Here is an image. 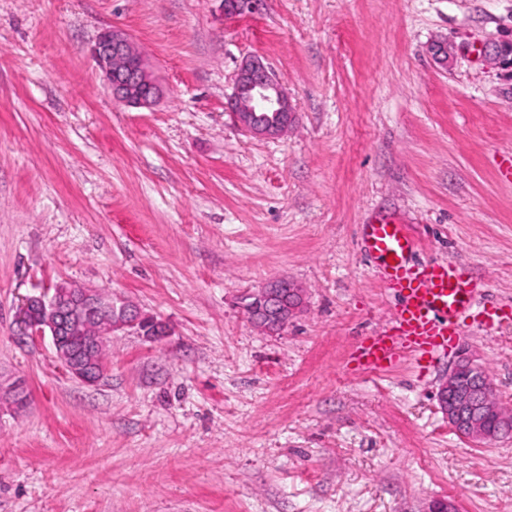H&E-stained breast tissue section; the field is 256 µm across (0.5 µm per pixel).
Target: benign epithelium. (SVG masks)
I'll list each match as a JSON object with an SVG mask.
<instances>
[{"mask_svg":"<svg viewBox=\"0 0 512 512\" xmlns=\"http://www.w3.org/2000/svg\"><path fill=\"white\" fill-rule=\"evenodd\" d=\"M261 0H224V15L236 16L256 10ZM101 72L104 87L118 102L149 107L162 95L153 72L121 28L101 33L90 49ZM237 123L255 138L283 135L296 121V114L282 81L260 55L242 59L235 74L234 94L228 103ZM246 310L261 331L275 334L300 312L303 293L295 284L276 279L249 294ZM14 324L19 336L51 339L57 359L74 378L87 385L103 375V359L112 336L137 328L155 341L167 335L163 322L146 315L135 304L123 302V313L112 317V296L95 288L58 284L53 292L32 296L19 308ZM491 383L485 369L473 357H458L441 383L438 403L448 423L462 437L482 446L512 433V413L499 411L494 431L485 425Z\"/></svg>","mask_w":512,"mask_h":512,"instance_id":"7a95c632","label":"benign epithelium"}]
</instances>
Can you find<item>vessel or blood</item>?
Returning a JSON list of instances; mask_svg holds the SVG:
<instances>
[{
  "mask_svg": "<svg viewBox=\"0 0 512 512\" xmlns=\"http://www.w3.org/2000/svg\"><path fill=\"white\" fill-rule=\"evenodd\" d=\"M360 245L399 307L390 326L359 340L355 369L379 374L409 356L427 369L454 352L465 327L489 330L512 321V302L490 299L486 283L462 264L415 259L418 242L404 220L380 216L362 225Z\"/></svg>",
  "mask_w": 512,
  "mask_h": 512,
  "instance_id": "obj_1",
  "label": "vessel or blood"
}]
</instances>
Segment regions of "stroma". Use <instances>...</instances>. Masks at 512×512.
Masks as SVG:
<instances>
[{
	"label": "stroma",
	"mask_w": 512,
	"mask_h": 512,
	"mask_svg": "<svg viewBox=\"0 0 512 512\" xmlns=\"http://www.w3.org/2000/svg\"><path fill=\"white\" fill-rule=\"evenodd\" d=\"M126 30L164 90L115 102L89 49ZM512 0H0V512H512V437L461 438L437 391L453 363L351 372L397 299L358 246L398 213L421 259L512 300ZM452 50L448 64L435 45ZM249 54L297 113L258 139L228 100ZM285 278L305 307L278 333L239 307ZM163 321L113 336L92 386L50 339L16 336L59 283ZM512 410V323L457 346Z\"/></svg>",
	"instance_id": "obj_1"
}]
</instances>
